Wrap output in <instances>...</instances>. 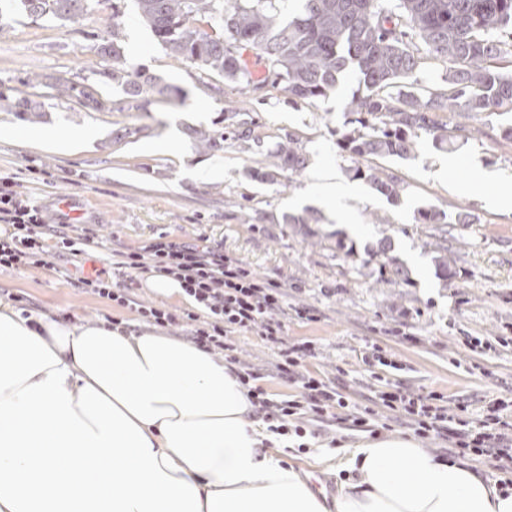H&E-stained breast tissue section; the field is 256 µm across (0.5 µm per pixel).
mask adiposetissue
Here are the masks:
<instances>
[{"label":"adipose tissue","instance_id":"ef3b65f1","mask_svg":"<svg viewBox=\"0 0 512 512\" xmlns=\"http://www.w3.org/2000/svg\"><path fill=\"white\" fill-rule=\"evenodd\" d=\"M266 440L207 351L0 297V512H512V488L395 434L346 449L328 507Z\"/></svg>","mask_w":512,"mask_h":512}]
</instances>
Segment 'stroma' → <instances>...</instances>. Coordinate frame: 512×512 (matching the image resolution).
Wrapping results in <instances>:
<instances>
[{"mask_svg": "<svg viewBox=\"0 0 512 512\" xmlns=\"http://www.w3.org/2000/svg\"><path fill=\"white\" fill-rule=\"evenodd\" d=\"M120 18L125 54L178 87L179 97L151 100L143 108L92 112L77 100L52 97L33 75L63 76L119 100L120 88L98 86L95 46ZM0 91L21 92L45 102L44 122L30 124L0 112V177L9 178L23 195L58 222L56 202L68 196L84 204L89 215L85 234L104 243L118 241L138 249L159 234L177 242L208 238L226 254L273 280L288 294L289 307L317 309L319 320L288 318L287 342L311 341L316 355L307 368L343 386L359 400L370 384L360 359L364 346L376 344L395 356L403 368L392 380L414 390L443 393L448 403L473 406L512 391V345L486 353L464 348L465 340L485 336L512 338V212L489 208L469 194L466 185L474 165L495 173L484 187L495 195L499 179H512V140L500 131L512 125V112L475 119L476 133L448 148L419 133L409 159L383 161L404 183L399 204H392L346 170L350 159L336 144L345 127L346 101L357 90L355 76L344 78L337 92L315 103L292 102L282 88H266L263 100H249L246 89L223 76L201 77L195 65L174 58L141 22L135 0H93L91 11L76 22L31 18L11 12L0 19ZM248 101L254 140L226 139L222 150L199 152L190 136L194 127L220 119L227 102ZM92 131L90 140L70 147L73 135ZM298 136L308 166L289 186L263 185L246 178L260 149L285 134ZM452 161L447 178H435L440 163ZM336 170L338 189L350 190L359 221L339 224L328 200L312 187L316 170ZM435 205L448 212L469 211L474 221L455 225L448 241L458 277L441 286L433 254L416 222L420 208ZM313 209L322 232L343 230L354 254L337 255L330 242L309 245L281 220L283 213ZM387 233L394 253L407 266L409 283H384L366 252L380 233ZM62 260L48 266L0 272V296L20 298L22 307L58 320L96 322L142 329L134 312L75 285L93 261L57 273ZM239 357L253 366L259 383L278 398L295 395V387L272 373L279 355L254 336L240 338ZM363 433H343L341 445L325 438L310 446L285 448L286 464L303 473H318L336 487L347 473L339 463L343 446L363 440Z\"/></svg>", "mask_w": 512, "mask_h": 512, "instance_id": "obj_1", "label": "stroma"}]
</instances>
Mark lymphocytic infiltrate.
I'll list each match as a JSON object with an SVG mask.
<instances>
[{"label": "lymphocytic infiltrate", "mask_w": 512, "mask_h": 512, "mask_svg": "<svg viewBox=\"0 0 512 512\" xmlns=\"http://www.w3.org/2000/svg\"><path fill=\"white\" fill-rule=\"evenodd\" d=\"M0 223L12 228L9 239H0V270L44 266L55 253L83 257L93 244L90 237L71 235L48 224L43 209L6 179H0ZM105 260L115 276L129 283L149 271L172 276L180 283L192 308L178 316L137 301L128 290L113 289L101 272L81 279L87 291L129 308L140 321L161 329L181 324L199 347L223 351L272 433L299 436L309 421L337 423L354 431L396 425L415 437L445 443L451 455L472 454L486 460L494 471L512 473L511 394L483 402L476 412L464 400L447 403L436 392H417L390 382L387 375L399 363L373 345L362 355L373 382L367 395L354 402L335 382L308 371L306 361L314 357L315 346L284 341L289 314L313 321L315 309L289 311L281 286L257 275L243 260L216 247L176 242L164 234L140 250L110 249ZM248 335L278 348L275 373L295 385L297 395L277 399L257 386L255 370L237 356V337Z\"/></svg>", "instance_id": "f902f5d3"}]
</instances>
